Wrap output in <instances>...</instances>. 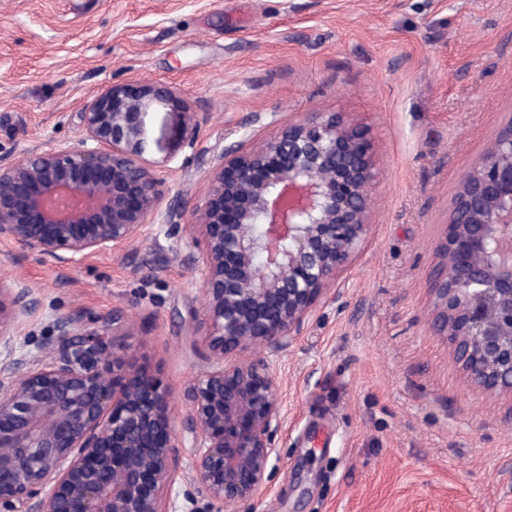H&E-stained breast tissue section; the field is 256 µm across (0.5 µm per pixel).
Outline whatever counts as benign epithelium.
<instances>
[{
  "label": "benign epithelium",
  "mask_w": 512,
  "mask_h": 512,
  "mask_svg": "<svg viewBox=\"0 0 512 512\" xmlns=\"http://www.w3.org/2000/svg\"><path fill=\"white\" fill-rule=\"evenodd\" d=\"M177 94L150 80L115 83L74 113L82 137L0 157V243L76 266L145 232L185 229L175 250L206 291L211 367L186 389L184 432L198 493L222 512H255L283 405L261 345L300 336L351 266L370 224V140L339 113L312 112L258 147L241 141L212 163L203 203L165 198L145 157L146 118ZM205 112L182 116V146L200 143ZM442 261L429 273L434 330L466 380L512 395V121L461 179ZM34 309L0 274V512H176L179 468L169 391L110 349L114 312L97 328L56 319L38 353L18 346Z\"/></svg>",
  "instance_id": "7a95c632"
}]
</instances>
